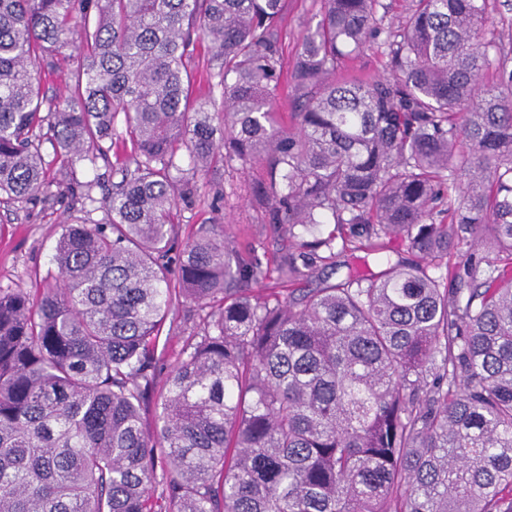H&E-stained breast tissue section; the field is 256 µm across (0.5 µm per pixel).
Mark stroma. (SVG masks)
I'll return each instance as SVG.
<instances>
[{
    "instance_id": "1",
    "label": "stroma",
    "mask_w": 512,
    "mask_h": 512,
    "mask_svg": "<svg viewBox=\"0 0 512 512\" xmlns=\"http://www.w3.org/2000/svg\"><path fill=\"white\" fill-rule=\"evenodd\" d=\"M319 0H288L287 13L280 28V45L284 63H292L295 52L309 27L315 26ZM388 58L378 41H371L358 56L348 60L337 71L338 77L364 80L388 75ZM267 178L264 166L233 162L197 175V191L191 201L178 208L179 238H191L199 225H223L239 257H247L256 249L269 278L252 284L254 294L268 295L272 290L288 287V277L276 268L279 242L271 236L264 214L253 203L252 189ZM223 187L225 200H213L216 187ZM78 212L70 199L50 204L40 201L9 211L0 207V288L30 287L33 271H47L51 248L62 225L71 223ZM369 275L382 270L365 251L337 250L335 256L318 264L313 276L300 280L303 288H320L335 282L348 271Z\"/></svg>"
}]
</instances>
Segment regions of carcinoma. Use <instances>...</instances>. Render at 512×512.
I'll return each mask as SVG.
<instances>
[{
	"mask_svg": "<svg viewBox=\"0 0 512 512\" xmlns=\"http://www.w3.org/2000/svg\"><path fill=\"white\" fill-rule=\"evenodd\" d=\"M320 2L286 71V0H0V206L68 195L83 213L39 288H0V512H512V51L488 0H413L383 41L390 75L338 82L384 4ZM71 47V89L48 100L37 62ZM115 137L97 198L77 173ZM234 161L267 169L254 200L288 277L334 255L329 220L387 272L261 297L259 258L231 265L224 225L203 224L171 277L179 202ZM465 236L495 261L462 276ZM393 239L420 262L391 261ZM184 302L203 326L150 426ZM191 50V68L196 78L197 88L202 94L207 92L206 79L210 71L216 68L207 40H198ZM168 327L169 320H167V324L163 330L159 344V351L161 349H164L165 353V365L162 366V368L158 372V387L160 388L162 387L165 379L169 374L170 365L174 363L175 359L178 357V354L181 351V348L183 346V336H187L188 334H183L179 330H171L169 334H167Z\"/></svg>",
	"mask_w": 512,
	"mask_h": 512,
	"instance_id": "obj_1",
	"label": "carcinoma"
}]
</instances>
